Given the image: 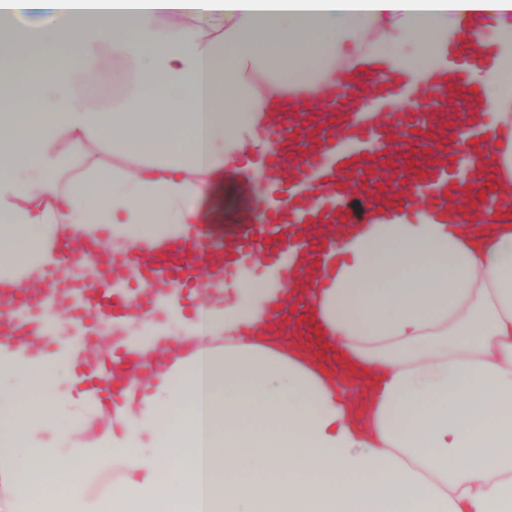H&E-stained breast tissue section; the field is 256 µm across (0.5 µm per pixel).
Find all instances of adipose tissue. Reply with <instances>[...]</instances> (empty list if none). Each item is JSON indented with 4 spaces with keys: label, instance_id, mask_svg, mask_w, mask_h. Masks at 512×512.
I'll return each instance as SVG.
<instances>
[{
    "label": "adipose tissue",
    "instance_id": "1",
    "mask_svg": "<svg viewBox=\"0 0 512 512\" xmlns=\"http://www.w3.org/2000/svg\"><path fill=\"white\" fill-rule=\"evenodd\" d=\"M461 40L490 132L471 174L508 194L512 0H0V64L54 71L0 107V294L43 287L63 237L201 240L211 181L268 151L280 96L421 74ZM91 79L120 99L92 106ZM473 196L413 220L387 193L332 241L295 226L300 288L216 258L223 295L129 345L137 378L78 346L59 390L39 341L61 315L0 346V512H512V211L459 222Z\"/></svg>",
    "mask_w": 512,
    "mask_h": 512
}]
</instances>
